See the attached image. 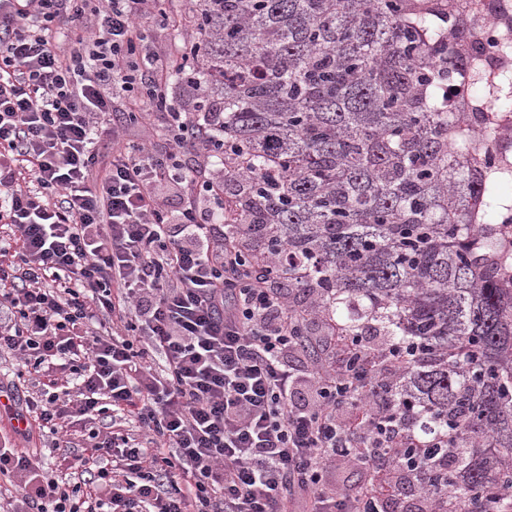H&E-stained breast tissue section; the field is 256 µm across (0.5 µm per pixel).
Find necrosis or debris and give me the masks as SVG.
Masks as SVG:
<instances>
[{
  "instance_id": "4bbe7bcc",
  "label": "necrosis or debris",
  "mask_w": 512,
  "mask_h": 512,
  "mask_svg": "<svg viewBox=\"0 0 512 512\" xmlns=\"http://www.w3.org/2000/svg\"><path fill=\"white\" fill-rule=\"evenodd\" d=\"M466 36L488 90L478 92L469 73H462L454 91V109L461 112L474 141L483 146L490 164L474 167L478 178L496 171L512 179V0H460L448 17V39Z\"/></svg>"
}]
</instances>
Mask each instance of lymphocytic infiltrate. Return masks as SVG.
I'll return each mask as SVG.
<instances>
[{
	"mask_svg": "<svg viewBox=\"0 0 512 512\" xmlns=\"http://www.w3.org/2000/svg\"><path fill=\"white\" fill-rule=\"evenodd\" d=\"M153 25L195 37L167 0H0V353L72 382L28 397L13 432L76 417L90 439L68 481L1 447L6 512H291L300 495L310 512H446L396 465L454 438L421 437L392 403L408 348L301 333L314 303L246 266L227 214L255 176L225 164L223 113L197 97L169 111L186 59L155 50ZM132 114L164 120L165 148L124 140ZM329 466L366 480L326 485Z\"/></svg>",
	"mask_w": 512,
	"mask_h": 512,
	"instance_id": "1",
	"label": "lymphocytic infiltrate"
}]
</instances>
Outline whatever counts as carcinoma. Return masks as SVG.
Instances as JSON below:
<instances>
[{"label": "carcinoma", "mask_w": 512, "mask_h": 512, "mask_svg": "<svg viewBox=\"0 0 512 512\" xmlns=\"http://www.w3.org/2000/svg\"><path fill=\"white\" fill-rule=\"evenodd\" d=\"M448 0H206L189 10L195 60L177 80L224 113V143L259 175L242 202L265 252L288 247V288L348 336L415 354L396 401L429 434L456 426L427 470L451 512H490L512 488V289L472 222L501 196L471 177L448 111L459 49Z\"/></svg>", "instance_id": "carcinoma-1"}]
</instances>
